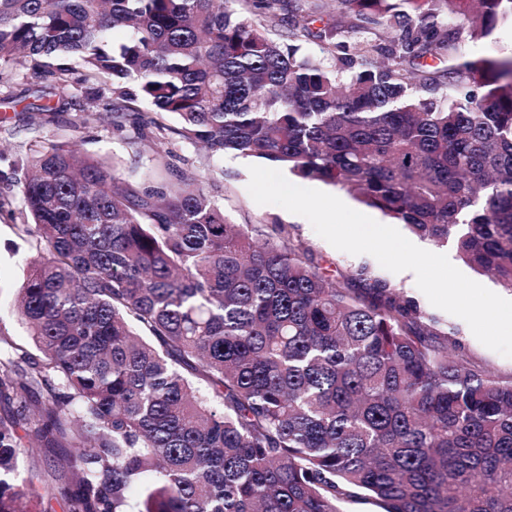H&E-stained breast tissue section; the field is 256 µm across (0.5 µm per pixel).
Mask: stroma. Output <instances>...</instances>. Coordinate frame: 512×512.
Wrapping results in <instances>:
<instances>
[{
  "label": "stroma",
  "mask_w": 512,
  "mask_h": 512,
  "mask_svg": "<svg viewBox=\"0 0 512 512\" xmlns=\"http://www.w3.org/2000/svg\"><path fill=\"white\" fill-rule=\"evenodd\" d=\"M12 102L0 100V191L8 190V178L21 157L32 145L54 142L60 145L79 142L83 152L114 168L117 177L141 186L159 185L165 174L155 160V146L150 138L142 136L132 124L114 129L111 120L94 127H83L78 117L87 101L82 92H75L68 105L56 112L51 121H44L40 113L31 111V99L24 84L15 85ZM167 157L170 165L202 171L211 182L219 185L218 201L224 215L233 224H258L268 229L276 224L287 225L296 243L307 250L308 258L333 274L352 275L360 267H368L371 276L387 281L392 287L419 296L412 272L392 273L367 254L351 255L330 245L316 234L307 219L294 218L292 213L276 205H259L250 196L251 159L231 155L209 156L193 145L172 139ZM19 205L0 210V326L10 340L29 344L30 339L15 321L12 309L23 282L27 261L37 254L35 238L21 239ZM440 329L454 331L464 358L473 366L496 375L512 376V358H506L486 348L472 334L462 319L442 310H435ZM25 449L24 471L38 475L46 495L41 504L43 512H68L67 505L52 494L58 476L63 475V464L71 454L67 444L43 446L32 443L29 430H21Z\"/></svg>",
  "instance_id": "1"
}]
</instances>
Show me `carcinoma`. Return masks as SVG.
<instances>
[{
  "label": "carcinoma",
  "mask_w": 512,
  "mask_h": 512,
  "mask_svg": "<svg viewBox=\"0 0 512 512\" xmlns=\"http://www.w3.org/2000/svg\"><path fill=\"white\" fill-rule=\"evenodd\" d=\"M230 2L0 0V90L22 77L61 103L78 84L83 124L133 115L159 162L176 135L338 186L512 289V58L463 50L512 0H336L385 30L354 43L311 29L310 6L273 38ZM169 174L134 186L76 142L18 162L41 257L14 311L36 353L0 328V512L42 501L19 480L27 425L73 448L69 512H341L361 492L383 512H512V377L448 351L414 297L352 287L365 269L328 274L288 226L231 224L200 172Z\"/></svg>",
  "instance_id": "carcinoma-1"
}]
</instances>
